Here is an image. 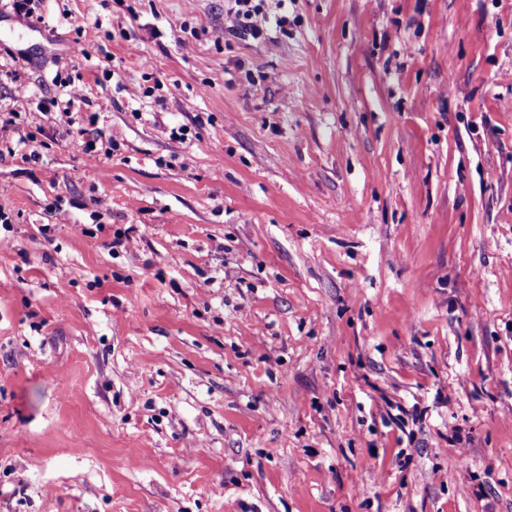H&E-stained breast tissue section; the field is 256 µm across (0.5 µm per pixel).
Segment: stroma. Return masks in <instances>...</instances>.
Segmentation results:
<instances>
[{"label": "stroma", "mask_w": 512, "mask_h": 512, "mask_svg": "<svg viewBox=\"0 0 512 512\" xmlns=\"http://www.w3.org/2000/svg\"><path fill=\"white\" fill-rule=\"evenodd\" d=\"M264 7L0 0V512H512V0ZM226 13V21L232 31L243 27L253 36H260L271 25V14L262 3L254 4L255 0H232Z\"/></svg>", "instance_id": "35a3bbf8"}]
</instances>
